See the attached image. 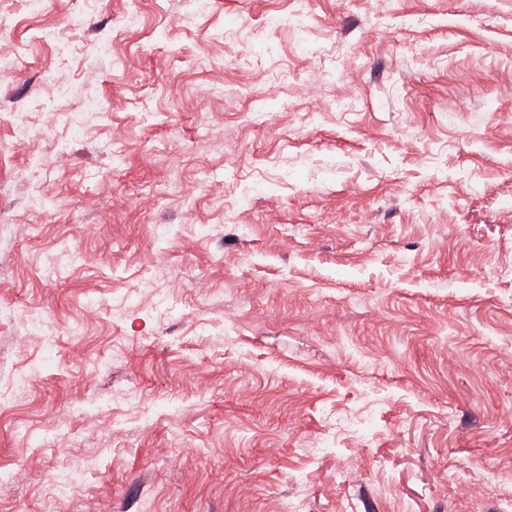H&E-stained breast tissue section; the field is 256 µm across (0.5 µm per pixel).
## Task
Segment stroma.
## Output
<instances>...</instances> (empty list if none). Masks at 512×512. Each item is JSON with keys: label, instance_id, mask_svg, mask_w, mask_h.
Listing matches in <instances>:
<instances>
[{"label": "stroma", "instance_id": "stroma-1", "mask_svg": "<svg viewBox=\"0 0 512 512\" xmlns=\"http://www.w3.org/2000/svg\"><path fill=\"white\" fill-rule=\"evenodd\" d=\"M471 483L512 512V0H0V512Z\"/></svg>", "mask_w": 512, "mask_h": 512}]
</instances>
